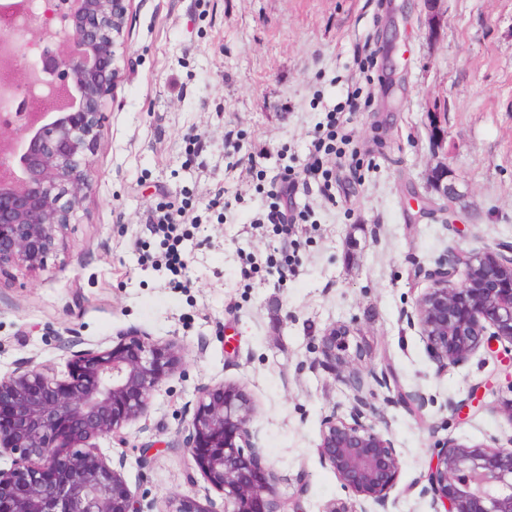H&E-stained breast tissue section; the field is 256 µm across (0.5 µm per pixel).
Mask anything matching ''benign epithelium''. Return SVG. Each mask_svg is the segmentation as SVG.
<instances>
[{"label": "benign epithelium", "instance_id": "obj_1", "mask_svg": "<svg viewBox=\"0 0 512 512\" xmlns=\"http://www.w3.org/2000/svg\"><path fill=\"white\" fill-rule=\"evenodd\" d=\"M131 0H55L66 26L52 21L37 30L40 66L30 79L49 87L54 105L18 112L0 124V271L38 269L55 253L63 229L92 189L90 157L100 135L102 111L120 74ZM448 171L430 179L427 203L453 212L456 193ZM465 278L456 280L460 269ZM407 323L419 328L437 370L465 364L480 348L512 369V257L452 250L430 275ZM344 327L320 336L315 363L339 376L353 367L343 356ZM113 345L72 348L62 374L26 361L0 376V512H145L120 469L98 440L126 444L125 429L146 418L153 393L184 364L175 341L155 340L127 328ZM352 376L346 412L321 422L316 452L345 492L384 509L401 475L393 441L376 428L379 409ZM256 409L243 389L219 383L198 389L183 447L201 476L223 495V512H285L278 477L258 465L262 447L252 424ZM422 492L444 512H512V448L446 441L434 446ZM166 512H212L183 496Z\"/></svg>", "mask_w": 512, "mask_h": 512}]
</instances>
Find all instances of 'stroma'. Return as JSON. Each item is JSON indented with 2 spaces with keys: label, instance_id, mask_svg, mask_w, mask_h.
Instances as JSON below:
<instances>
[{
  "label": "stroma",
  "instance_id": "35a3bbf8",
  "mask_svg": "<svg viewBox=\"0 0 512 512\" xmlns=\"http://www.w3.org/2000/svg\"><path fill=\"white\" fill-rule=\"evenodd\" d=\"M127 31L91 192L43 267L0 273V376L29 359L64 371L73 336L106 347L135 327L176 340L183 370L128 427V447L98 442L129 486L153 512L182 495L221 512L183 439L198 388L224 381L253 401L262 463L287 503L323 512L346 493L316 453L321 420L352 390L314 365V346L344 326L357 371L389 366L424 399L420 413L384 404L376 419L400 454L387 512H434L419 480L436 443H512L502 365L479 351L437 372L406 320L448 250L512 254V0H443L434 37L425 0H132ZM366 42L377 65L372 105L351 123L361 166L327 156L331 187L300 195L303 220L265 223L274 177L302 172ZM251 154L258 169L241 162ZM442 163L457 212L419 213L410 194L427 193ZM160 203L185 220L178 276L158 263ZM479 383L482 411L453 416L449 402Z\"/></svg>",
  "mask_w": 512,
  "mask_h": 512
}]
</instances>
